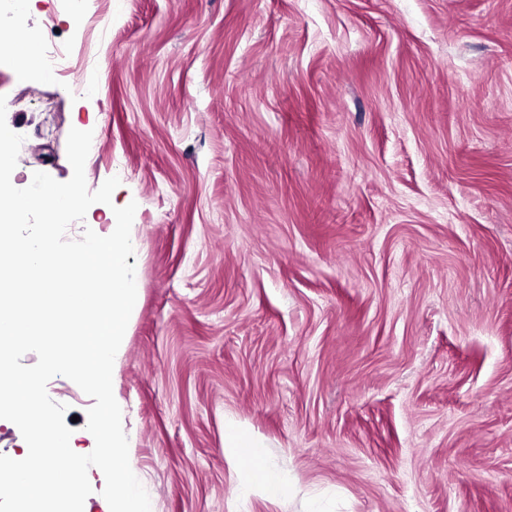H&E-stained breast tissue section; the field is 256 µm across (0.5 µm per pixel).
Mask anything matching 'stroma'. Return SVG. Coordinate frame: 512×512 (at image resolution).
I'll return each instance as SVG.
<instances>
[{"label": "stroma", "mask_w": 512, "mask_h": 512, "mask_svg": "<svg viewBox=\"0 0 512 512\" xmlns=\"http://www.w3.org/2000/svg\"><path fill=\"white\" fill-rule=\"evenodd\" d=\"M37 0L11 181L136 203L113 367L151 512H512V0ZM75 53L65 79L20 51ZM77 451L93 405L57 376ZM236 421L283 491L243 494Z\"/></svg>", "instance_id": "stroma-1"}]
</instances>
